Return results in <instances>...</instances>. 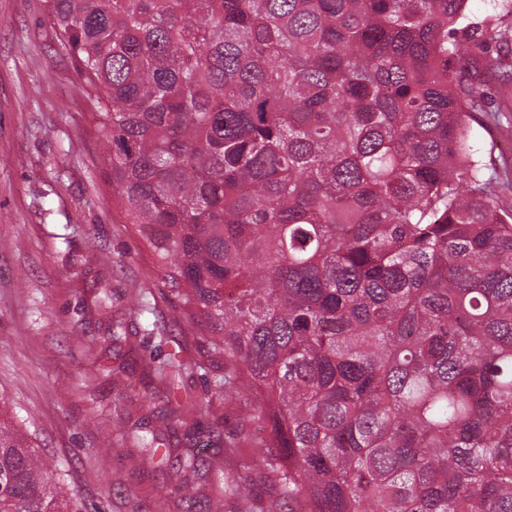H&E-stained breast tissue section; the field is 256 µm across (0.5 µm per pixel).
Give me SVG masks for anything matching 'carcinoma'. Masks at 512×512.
Returning <instances> with one entry per match:
<instances>
[{"instance_id":"cac0c4a2","label":"carcinoma","mask_w":512,"mask_h":512,"mask_svg":"<svg viewBox=\"0 0 512 512\" xmlns=\"http://www.w3.org/2000/svg\"><path fill=\"white\" fill-rule=\"evenodd\" d=\"M469 0H47L114 203L267 424L281 512H512V178L471 144ZM224 501L250 481L192 456ZM0 395V512H81Z\"/></svg>"}]
</instances>
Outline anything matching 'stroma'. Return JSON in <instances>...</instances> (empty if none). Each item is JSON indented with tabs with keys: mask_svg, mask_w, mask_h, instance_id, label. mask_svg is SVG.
I'll use <instances>...</instances> for the list:
<instances>
[{
	"mask_svg": "<svg viewBox=\"0 0 512 512\" xmlns=\"http://www.w3.org/2000/svg\"><path fill=\"white\" fill-rule=\"evenodd\" d=\"M486 108L474 144L493 148L497 167L512 159V84L490 80ZM106 166L105 133L46 0H0V393L59 463L62 486L78 493L84 512H183L180 473L158 466L134 434L148 426L172 456L194 453L234 472L251 455L224 445L242 429V406L196 372L186 387L208 406L199 427L152 380L151 355L181 345L201 361L205 342L190 324L170 321V287L142 234L113 207ZM105 286L107 315L97 305ZM139 291L156 298V314L132 308ZM119 317L129 333L116 346ZM103 429L127 438L104 465Z\"/></svg>",
	"mask_w": 512,
	"mask_h": 512,
	"instance_id": "1",
	"label": "stroma"
}]
</instances>
